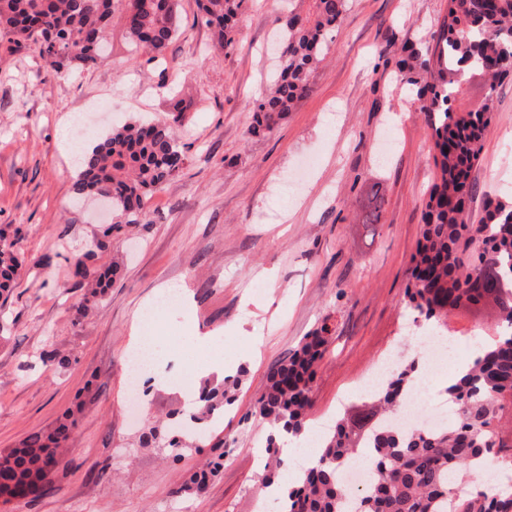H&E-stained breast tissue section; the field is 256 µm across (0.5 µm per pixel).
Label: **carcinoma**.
Returning <instances> with one entry per match:
<instances>
[{"label": "carcinoma", "mask_w": 512, "mask_h": 512, "mask_svg": "<svg viewBox=\"0 0 512 512\" xmlns=\"http://www.w3.org/2000/svg\"><path fill=\"white\" fill-rule=\"evenodd\" d=\"M284 44L272 71L270 90L248 103L251 132L271 130L309 91V76L326 55L332 33L350 9V0H286ZM201 23L221 48L233 44L242 0H197ZM134 44L158 56L181 30L179 0H120ZM114 0H0V34L33 41L51 75L64 78L75 68L97 63ZM483 74L489 89L512 76V0H448V12L429 39L412 46L400 61L399 79L409 86L434 140L440 182L425 203L422 238L410 272V309L432 329L447 328L448 317L461 309L484 307L497 318L495 336L484 342L467 370L445 388L456 407L451 426L423 432L412 425H388L419 377L416 357L402 360L359 411L341 418L322 440L317 463L303 470L285 489L281 512H512V484L464 490L477 467L512 471V440L498 424L512 402V201L489 197L481 224L464 223L471 197L470 174L482 150V137L493 112V97L477 109L454 105L466 72ZM181 151L169 124L134 121L112 128L85 155L74 191L79 196H108L112 223L138 224L144 199L183 168ZM383 197L376 192L363 218L377 224ZM107 244L97 241L76 259L92 286L91 297L105 294L118 273L108 264L87 262ZM25 261L19 240L0 231V295L14 287ZM326 339L305 338L286 361L268 375L258 413L271 427L267 447L274 460L262 485L288 471L279 448L289 435L307 428L311 406L312 367ZM230 402L222 384H205L189 415L195 424L209 421ZM71 422L52 433L29 436L18 448L0 452V496L15 495L44 480L42 465L63 462L62 450L72 434ZM185 427L176 432L149 430L147 442L176 450ZM367 454L372 475L355 493L338 480L352 455ZM223 463H208L183 486L204 488Z\"/></svg>", "instance_id": "carcinoma-1"}]
</instances>
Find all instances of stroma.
<instances>
[{"label": "stroma", "mask_w": 512, "mask_h": 512, "mask_svg": "<svg viewBox=\"0 0 512 512\" xmlns=\"http://www.w3.org/2000/svg\"><path fill=\"white\" fill-rule=\"evenodd\" d=\"M181 7L180 34L163 58L136 52L117 8L105 56L62 79L32 43L0 40V229L25 252L16 288L0 298V451L75 420L65 465L7 512H270L258 483L269 427L257 415L270 369L326 329L308 422L313 449L357 404L358 383L378 362L428 352L405 288L437 172L396 62L435 29L448 0H353L309 92L257 135L246 104L269 85L281 0H244L224 50L213 49L196 0ZM173 84L182 89L186 164L147 196L141 223L108 225L97 204L78 205L79 167L58 139L83 147L113 123L168 118L164 88ZM488 96L472 224L486 197L512 198V79L491 90L468 76L457 104L471 109ZM375 191L384 211L367 227L358 216ZM102 236L109 247L97 261L118 262L120 273L92 305L74 259ZM164 287L181 290L185 304L152 315ZM148 334L158 354L231 366L232 405L175 461L141 443L191 405L166 384L131 391L129 355ZM53 353L67 365L46 362ZM218 456L224 465L207 486L182 492Z\"/></svg>", "instance_id": "35a3bbf8"}]
</instances>
